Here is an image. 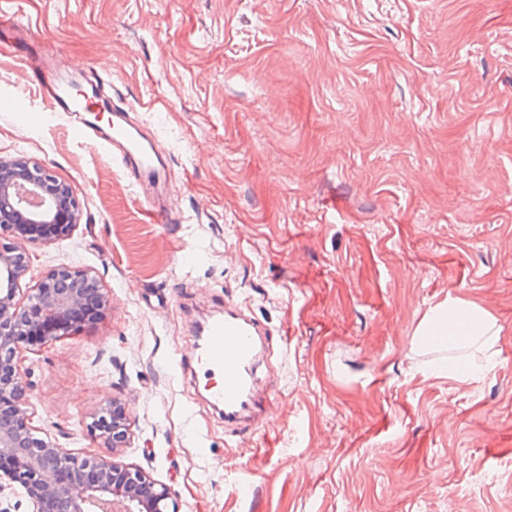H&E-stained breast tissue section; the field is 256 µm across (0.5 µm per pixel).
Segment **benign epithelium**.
<instances>
[{
    "mask_svg": "<svg viewBox=\"0 0 512 512\" xmlns=\"http://www.w3.org/2000/svg\"><path fill=\"white\" fill-rule=\"evenodd\" d=\"M81 207L71 187L43 165L24 157L0 158V232L12 242L0 247V494L19 489L32 512H179L175 493L142 468L119 466L99 456H78L38 438L31 425L28 386L16 365L19 350L41 346L76 331L69 320L96 294L100 311L110 305L108 291L85 270L62 268L47 274L17 299L28 266L20 260L27 246L43 242L37 229L79 224ZM95 436L116 448L126 441L124 406L112 399L92 422Z\"/></svg>",
    "mask_w": 512,
    "mask_h": 512,
    "instance_id": "obj_1",
    "label": "benign epithelium"
}]
</instances>
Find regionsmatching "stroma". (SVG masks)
Instances as JSON below:
<instances>
[{
    "label": "stroma",
    "mask_w": 512,
    "mask_h": 512,
    "mask_svg": "<svg viewBox=\"0 0 512 512\" xmlns=\"http://www.w3.org/2000/svg\"><path fill=\"white\" fill-rule=\"evenodd\" d=\"M32 39L126 98L186 218L44 123L0 51V157L48 168L79 225L31 245L21 290L71 267L110 306L18 363L38 437L143 468L181 512H512V0H14ZM27 103L20 117L10 100ZM502 331L465 382L429 364V307ZM283 332L235 433L196 374L225 300ZM120 399L109 449L88 428Z\"/></svg>",
    "instance_id": "stroma-1"
}]
</instances>
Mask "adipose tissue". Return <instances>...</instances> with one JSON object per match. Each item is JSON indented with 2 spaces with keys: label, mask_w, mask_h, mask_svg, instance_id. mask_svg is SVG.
I'll return each instance as SVG.
<instances>
[{
  "label": "adipose tissue",
  "mask_w": 512,
  "mask_h": 512,
  "mask_svg": "<svg viewBox=\"0 0 512 512\" xmlns=\"http://www.w3.org/2000/svg\"><path fill=\"white\" fill-rule=\"evenodd\" d=\"M500 329L492 313L473 302L448 299L427 310L418 328L419 336L438 337L442 345H480L492 350Z\"/></svg>",
  "instance_id": "ef3b65f1"
}]
</instances>
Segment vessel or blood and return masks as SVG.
Instances as JSON below:
<instances>
[{
  "label": "vessel or blood",
  "mask_w": 512,
  "mask_h": 512,
  "mask_svg": "<svg viewBox=\"0 0 512 512\" xmlns=\"http://www.w3.org/2000/svg\"><path fill=\"white\" fill-rule=\"evenodd\" d=\"M21 61L40 79V93L48 104L45 120L66 117L79 139L120 160L142 189L150 223H181V216L163 199L166 171L154 141L144 136L117 106L112 109L111 124H98L88 101L73 96L55 75L56 69H68V62H50L36 48L26 50ZM201 333L205 342L198 364L207 382L210 402L223 409L227 423L243 422L261 403L254 388V375L269 348L268 334L243 309L229 303L223 313L204 322Z\"/></svg>",
  "instance_id": "vessel-or-blood-1"
}]
</instances>
